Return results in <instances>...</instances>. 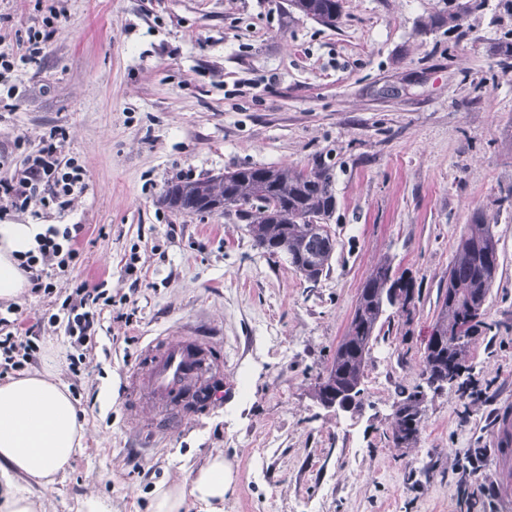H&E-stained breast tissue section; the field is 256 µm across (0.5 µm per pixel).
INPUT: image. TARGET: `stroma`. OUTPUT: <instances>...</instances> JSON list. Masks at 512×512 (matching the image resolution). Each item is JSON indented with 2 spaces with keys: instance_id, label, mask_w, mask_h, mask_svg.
<instances>
[{
  "instance_id": "obj_1",
  "label": "stroma",
  "mask_w": 512,
  "mask_h": 512,
  "mask_svg": "<svg viewBox=\"0 0 512 512\" xmlns=\"http://www.w3.org/2000/svg\"><path fill=\"white\" fill-rule=\"evenodd\" d=\"M60 12L37 62L20 66L0 151L36 146L59 126L63 153L87 170L71 205L0 224H80L79 262L55 295L24 293L28 319L56 294L105 283L81 374L62 330L42 333L37 371L66 385L87 422L85 445L48 489L44 512L84 497L149 512L150 492L183 482L215 452L229 469L224 512H500L502 417L512 413V70L496 44L512 31L487 0L456 31L443 0H343L336 27L288 0H0V51ZM278 74L277 82L264 78ZM330 165L337 248L317 284L285 254L256 249L245 224L178 215L167 183L239 166ZM491 224L499 269L483 332L459 381L428 386L424 351L455 248L474 216ZM416 280L412 322L392 314L371 351L363 409L323 407L315 386L381 261ZM134 270H127V262ZM221 337L224 394L146 449L165 401L124 380L154 336ZM423 391L413 447L387 438L399 390ZM485 451L478 476L457 460ZM483 495L467 500L465 485Z\"/></svg>"
}]
</instances>
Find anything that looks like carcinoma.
Listing matches in <instances>:
<instances>
[{
	"label": "carcinoma",
	"mask_w": 512,
	"mask_h": 512,
	"mask_svg": "<svg viewBox=\"0 0 512 512\" xmlns=\"http://www.w3.org/2000/svg\"><path fill=\"white\" fill-rule=\"evenodd\" d=\"M290 6L324 26L334 27L342 0H289ZM485 0H447L441 22L454 29ZM162 203L180 214L235 215L246 223L255 246L288 262L308 281L317 282L330 268L336 237L330 224L336 211L333 173L317 163L304 167L244 166L198 180L167 185ZM499 267L497 241L491 226L477 217L467 225L448 268V287L439 298L433 330L441 340L428 341L425 373L433 378L453 369L466 370L474 337L486 327L485 304ZM416 282L397 273L390 262L374 266L359 294L344 336L325 367L337 393L361 388L367 359L390 308H399L393 293L415 295ZM391 426L398 448H410L419 437L421 413L415 394L399 400Z\"/></svg>",
	"instance_id": "obj_1"
}]
</instances>
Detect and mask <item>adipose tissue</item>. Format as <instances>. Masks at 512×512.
<instances>
[{
	"label": "adipose tissue",
	"instance_id": "ef3b65f1",
	"mask_svg": "<svg viewBox=\"0 0 512 512\" xmlns=\"http://www.w3.org/2000/svg\"><path fill=\"white\" fill-rule=\"evenodd\" d=\"M42 224H0V302H10L29 288L20 254L37 251ZM87 432L67 388L46 372L26 373L0 384V512H41L36 499L13 482L23 476L52 487L81 449ZM223 453L211 456L189 483L157 485L150 512H183L195 499L204 512H224Z\"/></svg>",
	"mask_w": 512,
	"mask_h": 512
}]
</instances>
